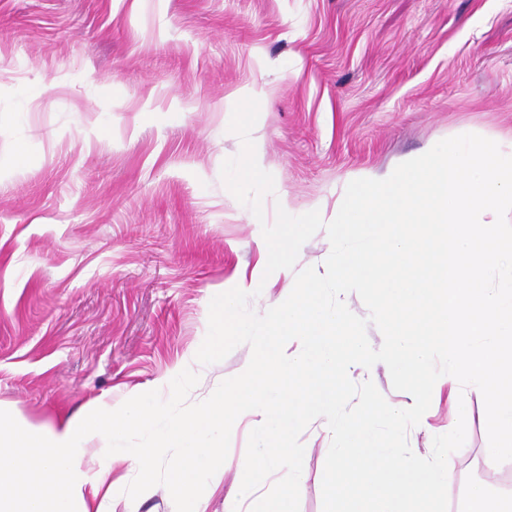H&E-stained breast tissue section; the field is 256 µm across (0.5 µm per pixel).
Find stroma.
<instances>
[{
    "instance_id": "obj_1",
    "label": "stroma",
    "mask_w": 512,
    "mask_h": 512,
    "mask_svg": "<svg viewBox=\"0 0 512 512\" xmlns=\"http://www.w3.org/2000/svg\"><path fill=\"white\" fill-rule=\"evenodd\" d=\"M243 94L275 182L260 222L221 178ZM467 133L512 138V0H0V405L117 408L180 365L205 400L251 356L197 362L211 299L237 286L262 313L330 253L320 231L266 274L262 223ZM470 410L453 510L471 480L512 488ZM300 440V512H322L315 426Z\"/></svg>"
}]
</instances>
